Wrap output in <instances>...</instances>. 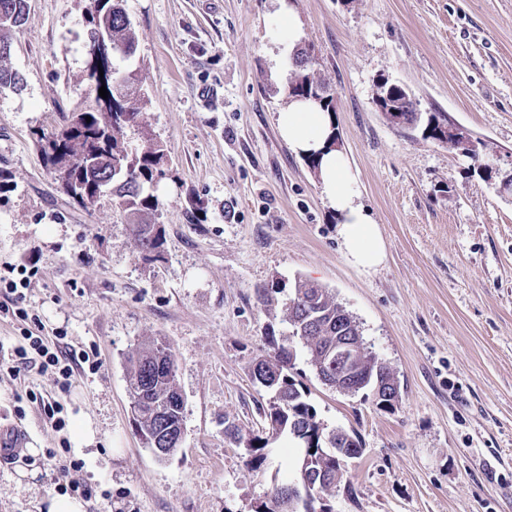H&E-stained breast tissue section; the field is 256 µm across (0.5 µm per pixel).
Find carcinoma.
Listing matches in <instances>:
<instances>
[{"instance_id": "cac0c4a2", "label": "carcinoma", "mask_w": 512, "mask_h": 512, "mask_svg": "<svg viewBox=\"0 0 512 512\" xmlns=\"http://www.w3.org/2000/svg\"><path fill=\"white\" fill-rule=\"evenodd\" d=\"M127 0H92L86 14V48L97 45L90 58L88 90L80 106L68 113L64 125L50 137H37V145L47 166L64 193L80 206L94 205L104 196L127 220L130 231L147 257H158L163 237L152 215L158 210L153 194L156 178L163 176L166 157L156 141L143 109L149 101L135 65L136 34L126 7ZM29 0H0V89L16 90L23 81L18 71L7 66L12 44L7 33L21 27L28 16ZM311 44L296 50L288 84L303 88L309 98H318L326 112H336L333 96L321 92V82L311 73L316 59ZM106 87L107 98L99 96ZM406 127L419 121L418 103L407 92L397 97ZM91 121H86V117ZM288 326L304 332L306 340L288 336L269 340L271 354L258 360L252 377L276 394L264 416L269 429L286 433L299 445L292 464L293 476L273 480L270 493L256 512H299L281 490L301 480L302 468L325 471L331 478L322 484L319 497L310 500L307 512H323V501L342 480L350 456V446H327L329 432L318 417L308 393L294 377L299 354L314 364L324 348L344 336H360L354 318L323 287L298 280L288 306ZM127 384L132 398L136 431L147 448L162 443V430H178L184 425L185 408L179 406L176 385L177 365L164 342L154 339L126 359ZM226 435L248 448L246 465L254 471L265 469L269 440L231 424ZM314 449L305 460V449Z\"/></svg>"}]
</instances>
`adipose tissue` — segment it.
Returning <instances> with one entry per match:
<instances>
[{
  "label": "adipose tissue",
  "mask_w": 512,
  "mask_h": 512,
  "mask_svg": "<svg viewBox=\"0 0 512 512\" xmlns=\"http://www.w3.org/2000/svg\"><path fill=\"white\" fill-rule=\"evenodd\" d=\"M281 138L300 155L320 160L321 193L336 214L337 235L346 260L371 272L386 260V244L378 224L359 202L354 177L342 154L331 147L332 116L308 100H290L277 118Z\"/></svg>",
  "instance_id": "1"
}]
</instances>
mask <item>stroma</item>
<instances>
[{"label":"stroma","mask_w":512,"mask_h":512,"mask_svg":"<svg viewBox=\"0 0 512 512\" xmlns=\"http://www.w3.org/2000/svg\"><path fill=\"white\" fill-rule=\"evenodd\" d=\"M284 4L334 93L341 150L386 243L377 271L344 258L315 170L278 132L292 53ZM89 6L30 0L10 35L24 87L0 92V169L14 184L0 194V276L36 273L29 319L0 312V347L38 323L101 366L65 392L52 374L0 370V410L33 447L0 461V512H40L54 497L49 453L66 440L85 463L87 512H254L297 444L280 436L255 472L224 428L267 433L259 410L271 394L251 371L269 338L287 335L299 280L328 288L401 383L384 412L371 390L326 387L298 358L321 421L364 449L331 492L336 512H512V190L482 169H512V0H127L166 153L152 260L109 199L85 209L64 194L36 145L85 94ZM383 76L421 119L443 113L485 142L479 158L391 125L373 102ZM155 338L186 402L184 442L163 462L136 434L125 369ZM30 390L64 405L65 429ZM83 418L90 447L73 442Z\"/></svg>","instance_id":"1"}]
</instances>
